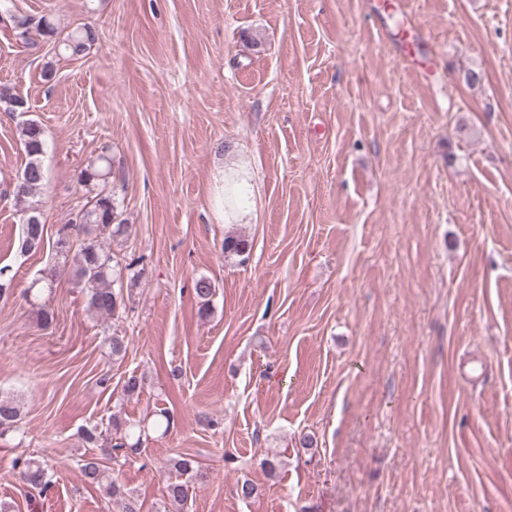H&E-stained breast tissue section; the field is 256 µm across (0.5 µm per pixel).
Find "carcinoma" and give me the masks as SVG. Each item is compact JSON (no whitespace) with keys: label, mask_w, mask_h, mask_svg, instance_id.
<instances>
[{"label":"carcinoma","mask_w":512,"mask_h":512,"mask_svg":"<svg viewBox=\"0 0 512 512\" xmlns=\"http://www.w3.org/2000/svg\"><path fill=\"white\" fill-rule=\"evenodd\" d=\"M8 18L13 23L17 40L27 48L34 46L29 33L35 22L28 17L15 14L8 15ZM35 24L40 34L55 44L56 55L63 58L75 59L82 56L98 40V30L93 24L84 23L65 35L58 33L55 26L43 18ZM21 141L26 162L17 180L18 188L14 189L18 199L34 195L46 180L43 164L45 140L42 128L33 121L26 123L21 129ZM100 161L107 163V167L102 168L91 162L82 169L79 175L82 185L88 187L110 174L112 164L109 158L102 156ZM68 224L76 227L77 231L85 236L81 245V257L71 274L86 292L89 312L101 317L118 315L120 310L126 309L123 300V270L133 271V268H138V271H133L131 280H139L144 273V269L140 268L143 258L131 260L123 269L113 265L112 255L107 253L102 243L97 240L96 230L109 232V236L114 240L124 237L129 226L122 218V212L118 210L111 196L98 193L76 212L75 218L69 220ZM43 242V213L39 205L31 204L24 214L22 248L26 251L37 250ZM248 250L249 244L246 239L232 235L224 237V253L241 257ZM193 292L201 301L200 313H207L214 294L211 280L206 276L194 279ZM109 349L112 360H122L127 354L128 342L125 337L114 333L109 338ZM20 416L18 401L0 394V434L15 427ZM129 438L130 435L126 434L121 437L120 442L113 445V458L117 459L121 455L126 457L140 450V441L130 443ZM167 466L169 471L175 474V478L167 483L165 498L171 505L182 507L187 502L192 484L204 479L206 473L189 454H178L170 458ZM14 468L20 469L22 480L34 489L45 491L51 485L46 465L37 459H18L14 462ZM80 469L88 483L102 487L109 497L125 502V512H139L132 494L124 485L116 479H102L104 470L98 457H84L80 460Z\"/></svg>","instance_id":"obj_1"}]
</instances>
